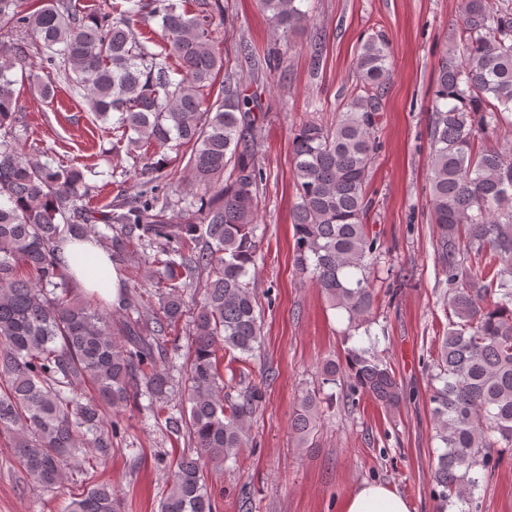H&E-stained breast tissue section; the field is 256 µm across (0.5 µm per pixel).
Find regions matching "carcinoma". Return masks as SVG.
I'll list each match as a JSON object with an SVG mask.
<instances>
[{"label": "carcinoma", "instance_id": "carcinoma-1", "mask_svg": "<svg viewBox=\"0 0 512 512\" xmlns=\"http://www.w3.org/2000/svg\"><path fill=\"white\" fill-rule=\"evenodd\" d=\"M36 2L26 11L22 0H0V44H7L0 51V433L27 474L54 488L78 453L95 450L99 464L109 458L105 408L119 411L146 396L166 432L190 444L171 469L160 512H215L205 473L248 447L264 399L261 384L242 391L235 378L224 379V354L237 351L243 362L262 341L250 281L261 245L258 103L216 51L220 5L210 0H195L194 12L178 0L105 2L95 10L80 0ZM259 2L279 40L307 22V0ZM146 9L160 19L166 55L136 39L132 21ZM460 13L429 117L433 254L449 311L429 398L444 445L432 487L440 512H467L479 483L512 447V0H460ZM35 46L89 111L116 116L120 140L157 157L155 170L167 165L164 150H190L191 199L156 184L91 208L86 199L95 188L85 168L25 153L16 138L13 71ZM241 54L256 69L283 57L261 58L246 45ZM389 58L383 36L367 37L356 55L357 92L336 125L308 120L292 138L294 266L347 314L348 327L367 335L383 244L363 224L372 205L365 186ZM100 224L112 230V263L125 267L142 253L153 288L125 289L114 311L79 296L60 251L65 240L105 239ZM186 317L189 352L174 372L166 367L168 344ZM342 374L349 393H366L386 410L406 398L375 341L348 349L343 366L326 360L322 384L335 385ZM78 384L90 393H76ZM178 391L187 407L166 412ZM322 403L318 391L300 399L291 428L301 440L315 430ZM67 512H122V501L98 482L71 498Z\"/></svg>", "mask_w": 512, "mask_h": 512}]
</instances>
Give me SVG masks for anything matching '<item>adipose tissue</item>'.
<instances>
[{
    "instance_id": "adipose-tissue-1",
    "label": "adipose tissue",
    "mask_w": 512,
    "mask_h": 512,
    "mask_svg": "<svg viewBox=\"0 0 512 512\" xmlns=\"http://www.w3.org/2000/svg\"><path fill=\"white\" fill-rule=\"evenodd\" d=\"M74 279L81 288L94 290L115 299L119 296V277L105 250L90 242H69L63 247ZM343 512H410L407 501L388 487L362 484L346 500Z\"/></svg>"
}]
</instances>
